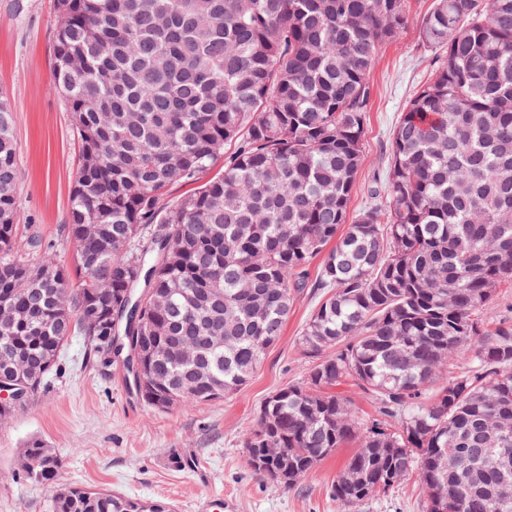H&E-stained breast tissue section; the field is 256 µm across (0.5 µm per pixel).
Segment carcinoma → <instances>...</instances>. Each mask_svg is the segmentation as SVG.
<instances>
[{
    "mask_svg": "<svg viewBox=\"0 0 512 512\" xmlns=\"http://www.w3.org/2000/svg\"><path fill=\"white\" fill-rule=\"evenodd\" d=\"M405 0H57L53 88L81 160L60 264L17 242L18 154L0 95V382L45 390L76 332L104 352L101 320L167 388L150 406L206 404L246 385L281 336L306 267L329 288L300 347L306 378L270 395L244 434L252 468L295 486L353 442L332 496L346 512L415 477L426 512H497L512 470V320L486 322L512 280V0H434L420 24L439 51L393 132L386 197L346 224L365 162L370 76L406 28ZM224 158V171L170 202ZM331 250H326L327 246ZM93 257L94 266L85 258ZM219 339L201 363L179 350ZM379 414L369 426L335 392ZM61 460L35 441L20 470L51 485ZM52 512H171L78 487ZM336 392H340L347 397L355 410L366 421H372L374 418H378L374 404L371 402L369 396L364 394L357 387L343 384L336 388Z\"/></svg>",
    "mask_w": 512,
    "mask_h": 512,
    "instance_id": "obj_1",
    "label": "carcinoma"
}]
</instances>
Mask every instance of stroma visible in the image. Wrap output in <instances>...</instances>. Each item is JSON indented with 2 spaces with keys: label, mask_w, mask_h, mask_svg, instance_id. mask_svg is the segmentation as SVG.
Listing matches in <instances>:
<instances>
[{
  "label": "stroma",
  "mask_w": 512,
  "mask_h": 512,
  "mask_svg": "<svg viewBox=\"0 0 512 512\" xmlns=\"http://www.w3.org/2000/svg\"><path fill=\"white\" fill-rule=\"evenodd\" d=\"M432 4L406 0V30L378 51L366 114V160L351 193L350 216L370 204L400 115L433 69L436 56L419 34L420 19ZM55 18V0H0V93L14 116L19 223L32 225L56 260L66 263L73 245L61 237L60 227L67 221L80 148L66 104L53 88ZM323 297L313 288L297 296L279 341L246 386L207 404L164 411L144 403L120 360L88 356L83 338L70 337L49 389L0 422V512H51V488L24 480L19 469L24 449L35 441L60 454V486L161 500L174 512H342L330 488L355 444L336 449L288 489L255 472L242 446L261 403L304 378L310 361L298 338ZM174 453L191 460V467L175 469L169 462ZM425 502L421 487L409 479L359 512H425Z\"/></svg>",
  "instance_id": "obj_1"
}]
</instances>
